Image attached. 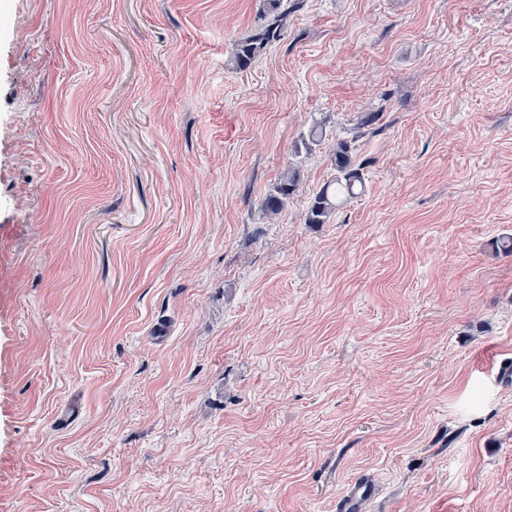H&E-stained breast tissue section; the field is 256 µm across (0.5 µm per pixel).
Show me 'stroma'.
<instances>
[{
    "label": "stroma",
    "instance_id": "35a3bbf8",
    "mask_svg": "<svg viewBox=\"0 0 512 512\" xmlns=\"http://www.w3.org/2000/svg\"><path fill=\"white\" fill-rule=\"evenodd\" d=\"M259 7L0 0V512H512V0ZM294 0H262L256 33L242 41L235 48L233 66L242 70L248 68L266 49L281 39L287 24L289 5ZM351 141L339 139L332 149L334 177L311 197L305 214V223L326 224L341 202L355 194L356 183L361 182L360 169L355 167ZM300 180L299 167L288 166L273 190L265 197L262 204L264 213L270 217L278 215L285 208L288 201L298 192ZM378 492L375 478L364 474L354 480L336 500V512H366Z\"/></svg>",
    "mask_w": 512,
    "mask_h": 512
}]
</instances>
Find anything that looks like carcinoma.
<instances>
[{
	"label": "carcinoma",
	"mask_w": 512,
	"mask_h": 512,
	"mask_svg": "<svg viewBox=\"0 0 512 512\" xmlns=\"http://www.w3.org/2000/svg\"><path fill=\"white\" fill-rule=\"evenodd\" d=\"M288 14V0H262L259 27L254 35L236 45L233 66L239 70L248 68L270 45L279 41L287 24ZM353 152L350 141L336 140L331 153L334 177L311 197L305 223H328L341 202L355 194L354 188L361 182V176L359 169L355 167ZM300 180L299 167H288L265 197L262 204L264 213L270 217L278 215L298 192Z\"/></svg>",
	"instance_id": "cac0c4a2"
}]
</instances>
